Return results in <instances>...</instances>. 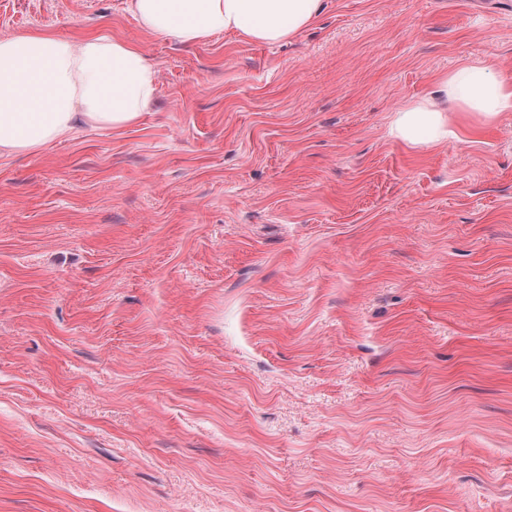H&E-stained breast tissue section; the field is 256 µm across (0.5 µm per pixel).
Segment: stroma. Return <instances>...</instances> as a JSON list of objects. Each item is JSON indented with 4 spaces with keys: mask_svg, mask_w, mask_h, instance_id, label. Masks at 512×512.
Returning a JSON list of instances; mask_svg holds the SVG:
<instances>
[{
    "mask_svg": "<svg viewBox=\"0 0 512 512\" xmlns=\"http://www.w3.org/2000/svg\"><path fill=\"white\" fill-rule=\"evenodd\" d=\"M138 43L151 111L0 157V512H512V112L393 111L512 0H325L187 48L127 0H0V37Z\"/></svg>",
    "mask_w": 512,
    "mask_h": 512,
    "instance_id": "1",
    "label": "stroma"
}]
</instances>
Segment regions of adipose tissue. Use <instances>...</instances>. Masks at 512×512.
Returning <instances> with one entry per match:
<instances>
[{"mask_svg":"<svg viewBox=\"0 0 512 512\" xmlns=\"http://www.w3.org/2000/svg\"><path fill=\"white\" fill-rule=\"evenodd\" d=\"M322 9L323 0H128L144 33L184 46L223 32L250 42H285ZM439 91L440 101L396 108L393 131L406 144L440 143L449 112H476L488 121L512 112V77L482 64L445 75ZM155 95V66L129 40H74L42 31L0 37V156L37 154L80 125L132 126L150 111Z\"/></svg>","mask_w":512,"mask_h":512,"instance_id":"adipose-tissue-1","label":"adipose tissue"}]
</instances>
